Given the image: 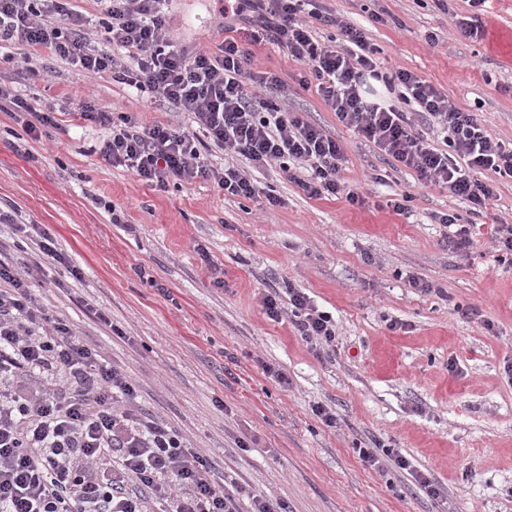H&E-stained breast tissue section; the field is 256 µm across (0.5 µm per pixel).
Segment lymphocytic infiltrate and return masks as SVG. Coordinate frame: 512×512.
<instances>
[{"mask_svg": "<svg viewBox=\"0 0 512 512\" xmlns=\"http://www.w3.org/2000/svg\"><path fill=\"white\" fill-rule=\"evenodd\" d=\"M103 2L105 46L95 50L71 0H0V61L43 48L78 71L111 73L189 114L190 129L177 121L148 125L134 113L80 102L81 117L108 132L102 160L148 185L201 178L224 193L276 206L279 198L262 195L247 174L275 164L307 196L342 193L361 203L357 192L344 189L339 143L268 96L282 79L252 68L254 48L263 43L304 65L300 85L316 87L343 125L414 170L422 185L468 202L472 214L482 215L495 198V176L512 177V146L413 72H382L364 28L337 20L319 0H236L235 15H247L252 31L242 40L225 26L213 51L173 43L168 0ZM316 22L338 26L343 45L318 40ZM369 77L395 102L369 99L363 90ZM2 102L32 139L51 137L59 127L50 107L1 85ZM417 117L441 136L443 148L415 128ZM216 148L245 159L247 169H214L209 156ZM64 261L45 232L23 266L0 260V512H145L153 499L164 502L163 512H239L242 496L252 512H288L256 490H229L209 460L137 403L136 386L123 371L38 302L23 271ZM262 304L271 320L292 315L313 351L335 342V319L302 289L269 292Z\"/></svg>", "mask_w": 512, "mask_h": 512, "instance_id": "lymphocytic-infiltrate-1", "label": "lymphocytic infiltrate"}]
</instances>
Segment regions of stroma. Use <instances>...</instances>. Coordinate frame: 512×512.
Returning a JSON list of instances; mask_svg holds the SVG:
<instances>
[{
    "label": "stroma",
    "instance_id": "stroma-1",
    "mask_svg": "<svg viewBox=\"0 0 512 512\" xmlns=\"http://www.w3.org/2000/svg\"><path fill=\"white\" fill-rule=\"evenodd\" d=\"M365 28L384 69L413 71L512 143V0H322ZM224 0H173L177 45L215 48ZM478 20L481 35L456 24ZM436 42H429V34ZM298 117L343 146L345 196H307L272 166L254 172L280 203L219 192L196 179L160 189L106 165V136L80 118L90 96L172 119L150 93L78 74L45 50L0 63V84L51 104L53 139L31 140L0 106V257L20 261L25 235L49 233L67 266L44 265L29 285L137 387V400L233 484L283 501L288 512H512V260L498 261L490 229L512 224V177L498 178L486 214L414 171L391 165L342 125L301 65L258 46ZM407 198L405 211L388 207ZM125 221L111 220V209ZM475 225L473 244L449 250L442 215ZM292 283L336 320L330 357L314 356L290 319L270 320L261 298ZM493 330H486V323ZM283 369L289 387L263 364ZM331 407L338 425L312 408ZM394 449L448 491L419 489L412 471L365 467L358 449Z\"/></svg>",
    "mask_w": 512,
    "mask_h": 512
}]
</instances>
